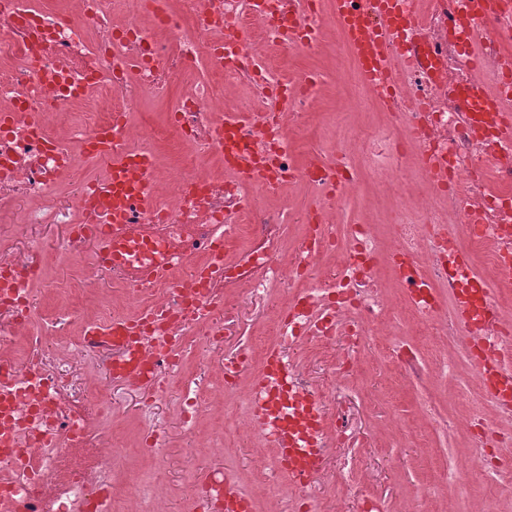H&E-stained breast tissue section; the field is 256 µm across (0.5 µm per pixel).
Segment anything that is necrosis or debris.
Listing matches in <instances>:
<instances>
[{"mask_svg": "<svg viewBox=\"0 0 512 512\" xmlns=\"http://www.w3.org/2000/svg\"><path fill=\"white\" fill-rule=\"evenodd\" d=\"M335 0H0V222L63 224V248L83 276L72 298L47 289L42 269L0 244V402L12 406L0 441V512H225L226 497L250 512H301L328 485H347L357 442L346 394L371 366H390L400 385H447L458 359L489 352L512 360V0L483 18L457 0H420L416 15L391 7L383 38L399 94L368 95L371 126L329 152L299 158L318 115L323 81L281 72L316 52L335 26ZM206 77L188 82L197 67ZM497 102L484 112L473 87ZM175 97L163 123L145 100ZM84 113L74 124L71 113ZM41 135H34L33 126ZM115 130L127 178L147 180L149 218L132 213L122 262L104 249L97 178L62 197L63 179L95 156L91 139ZM173 143L182 160L161 159ZM369 160L377 196L400 203L383 225L340 224ZM304 186L308 205L289 206ZM161 262L162 276L143 266ZM112 275L99 295L97 276ZM478 309L465 321L456 297ZM270 306L259 338L245 339L230 305ZM235 350L224 354L227 341ZM311 354L318 373L307 371ZM476 388L492 412L463 405L439 417L426 403L418 422L437 435L471 438L448 478L483 480L486 493L512 477V401ZM136 397L134 448L112 433L115 388ZM245 398L227 413L224 398ZM324 404L318 446L324 468L295 486L252 410L271 402L282 430L303 435L293 406ZM171 414L216 465L167 485L124 483L134 455L165 460L160 416ZM254 443L257 482L279 476L277 495L256 499L221 465L227 436Z\"/></svg>", "mask_w": 512, "mask_h": 512, "instance_id": "obj_1", "label": "necrosis or debris"}]
</instances>
